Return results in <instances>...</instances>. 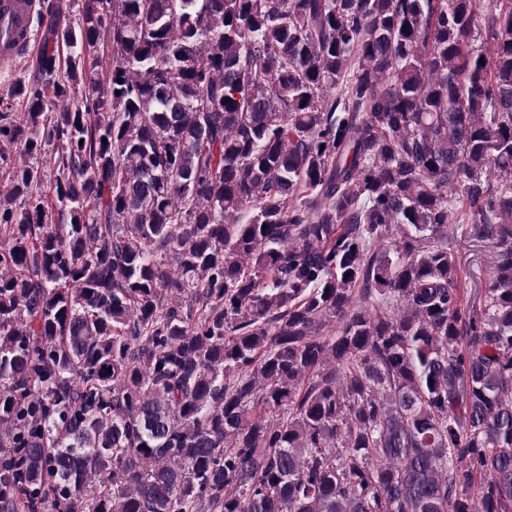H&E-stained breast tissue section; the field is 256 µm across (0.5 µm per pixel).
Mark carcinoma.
Listing matches in <instances>:
<instances>
[{
    "label": "carcinoma",
    "mask_w": 512,
    "mask_h": 512,
    "mask_svg": "<svg viewBox=\"0 0 512 512\" xmlns=\"http://www.w3.org/2000/svg\"><path fill=\"white\" fill-rule=\"evenodd\" d=\"M492 3L49 4L0 113V512H512ZM471 224H458L455 218L448 224V235L457 243L454 258L463 268L460 301L464 306L478 303L489 278L491 249L470 235Z\"/></svg>",
    "instance_id": "1"
}]
</instances>
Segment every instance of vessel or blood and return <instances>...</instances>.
I'll list each match as a JSON object with an SVG mask.
<instances>
[{
    "label": "vessel or blood",
    "instance_id": "1",
    "mask_svg": "<svg viewBox=\"0 0 512 512\" xmlns=\"http://www.w3.org/2000/svg\"><path fill=\"white\" fill-rule=\"evenodd\" d=\"M40 0H0V66H11L28 52L34 38L33 18Z\"/></svg>",
    "mask_w": 512,
    "mask_h": 512
}]
</instances>
